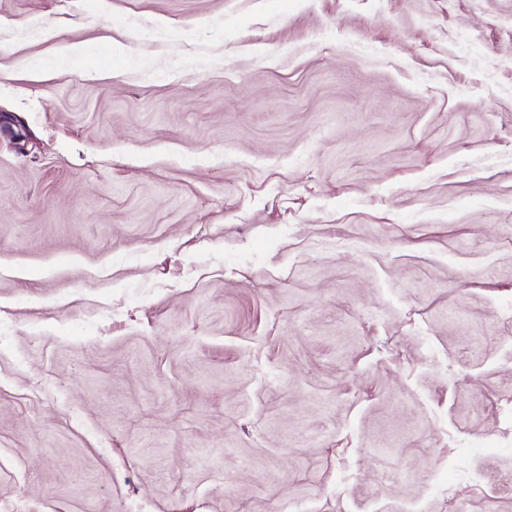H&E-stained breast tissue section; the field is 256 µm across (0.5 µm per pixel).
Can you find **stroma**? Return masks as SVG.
I'll list each match as a JSON object with an SVG mask.
<instances>
[{"instance_id": "35a3bbf8", "label": "stroma", "mask_w": 512, "mask_h": 512, "mask_svg": "<svg viewBox=\"0 0 512 512\" xmlns=\"http://www.w3.org/2000/svg\"><path fill=\"white\" fill-rule=\"evenodd\" d=\"M511 399L512 0H0V512H512Z\"/></svg>"}]
</instances>
